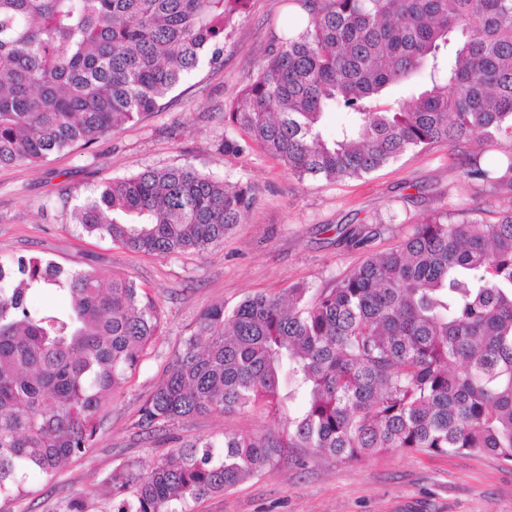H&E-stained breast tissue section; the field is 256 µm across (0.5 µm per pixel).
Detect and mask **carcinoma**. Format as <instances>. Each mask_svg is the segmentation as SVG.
Returning <instances> with one entry per match:
<instances>
[{"label": "carcinoma", "mask_w": 512, "mask_h": 512, "mask_svg": "<svg viewBox=\"0 0 512 512\" xmlns=\"http://www.w3.org/2000/svg\"><path fill=\"white\" fill-rule=\"evenodd\" d=\"M250 0H0V167L92 145L153 112L223 53ZM290 21L227 105L226 155L257 144L299 179L360 177L447 145L463 179L509 203L493 222L435 211L330 288L205 308L140 409L166 428L261 410L287 425L176 442L105 477L112 512H186L288 458L390 448L512 463V0H286ZM415 81L383 106L386 91ZM340 108L339 134L323 133ZM498 147L502 162L480 163ZM192 165L112 179L70 223L135 252L203 253L257 201ZM46 292L60 308L36 310ZM135 282L40 257L0 264V501L92 447L106 398L163 331Z\"/></svg>", "instance_id": "carcinoma-1"}]
</instances>
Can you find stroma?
<instances>
[{
	"mask_svg": "<svg viewBox=\"0 0 512 512\" xmlns=\"http://www.w3.org/2000/svg\"><path fill=\"white\" fill-rule=\"evenodd\" d=\"M288 13L285 0H250L224 40L217 63L202 64L126 129L88 147L37 164L0 167V263L37 255L71 269L118 275L145 288L162 306L164 327L126 385L107 400L91 448L50 480L33 476L31 494L0 512H64L83 496L87 512H110L100 492L113 468L159 461L175 440L276 428L261 413L211 414L143 433L139 410L213 304L232 310L254 294H285L303 283L331 287L367 254L393 247L425 215L448 210L469 217L475 189L460 176L447 146L411 150L359 178L329 183L297 179L261 148L224 155V105L256 73ZM191 164L259 189L256 207L223 244L201 254L145 255L90 236L70 224L63 190L81 197L112 178L148 167ZM367 239L363 248L353 239ZM188 512H512V464L490 454L435 455L386 450L359 461L295 448L288 460L235 488L189 504Z\"/></svg>",
	"mask_w": 512,
	"mask_h": 512,
	"instance_id": "obj_1",
	"label": "stroma"
}]
</instances>
